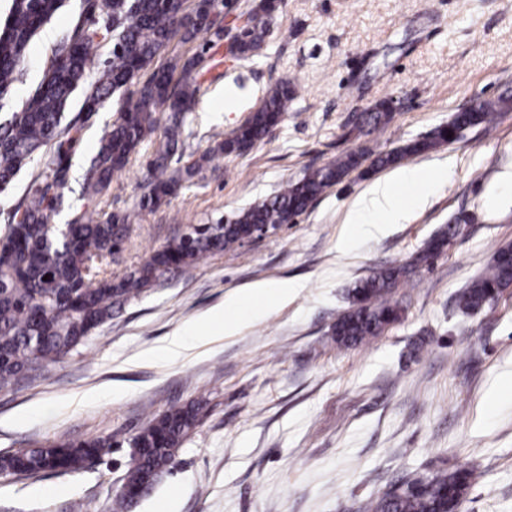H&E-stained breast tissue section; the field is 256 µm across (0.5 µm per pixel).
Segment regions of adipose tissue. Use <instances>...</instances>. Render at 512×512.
Here are the masks:
<instances>
[{"instance_id":"obj_1","label":"adipose tissue","mask_w":512,"mask_h":512,"mask_svg":"<svg viewBox=\"0 0 512 512\" xmlns=\"http://www.w3.org/2000/svg\"><path fill=\"white\" fill-rule=\"evenodd\" d=\"M429 171L412 166L396 170L390 177L373 182L352 204L345 222L353 235L376 237L385 233L388 225L407 221L412 210L424 206V187L430 184ZM293 290L292 284L261 282L242 294L231 296L226 307V332H234L244 320L262 315L271 300L284 301Z\"/></svg>"}]
</instances>
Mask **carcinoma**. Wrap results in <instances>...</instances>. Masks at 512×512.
<instances>
[{"mask_svg":"<svg viewBox=\"0 0 512 512\" xmlns=\"http://www.w3.org/2000/svg\"><path fill=\"white\" fill-rule=\"evenodd\" d=\"M64 0H9L0 20V96H8L18 80L19 66L35 37L61 8ZM186 0H84L86 23L63 32L54 48V60L21 109L0 123V190L39 156L41 171L14 207L7 231L0 237V390L13 386L43 367L59 362L86 342L130 299L140 295L174 269L189 268L211 255L233 250L252 238L260 224H287L305 212L326 189L338 184L365 161L379 169L451 142L447 135L492 123L497 114L512 110V97L500 96L457 112L446 125L403 146L369 157L362 149L349 150L332 162L304 172L302 178L279 193L242 211L227 224H197L181 237L153 251L134 271L112 278L108 258L123 245L130 225L120 214L95 213L96 199L112 188V181L129 165L142 143L158 126L156 113L169 112L164 140L146 172L145 192L138 206L152 210L177 187L191 180L211 154H240L261 143L288 112L296 87L282 80L271 88L262 104L217 147L177 170H169L172 157L183 149L184 115L196 101L199 88L186 79L196 67L191 58L181 66L185 80L174 81L173 70H157L120 105L112 127L104 131L85 171L86 198L68 224L51 219L72 208L66 195L71 157L82 139L85 124L112 97L146 70L177 34L185 41L203 31L223 30L211 18V2L198 0L188 12ZM255 22L236 39L237 55L246 58L262 45L270 0H257ZM112 44L98 78L87 81L90 51L97 40ZM83 87L79 113L63 122L71 94ZM394 117L389 102L379 101L361 113V126L388 125ZM461 215L428 243L419 257L428 262L443 253L454 237ZM409 270L390 266L358 281L350 292L351 306L332 329L336 344L356 347L400 320L401 309L392 294L407 282ZM49 279H44V276ZM512 288V248L499 249L486 272L472 281L457 298L466 312H476ZM201 406L173 408L155 416L129 440L134 449L125 471L127 491L112 500L111 512H133L138 502L168 470L185 437L200 420ZM112 437L77 443L60 441L0 457V469L26 475L39 472L74 473L91 460L112 454ZM475 483L466 468L440 470L392 484L360 512H459L464 495Z\"/></svg>","mask_w":512,"mask_h":512,"instance_id":"1","label":"carcinoma"}]
</instances>
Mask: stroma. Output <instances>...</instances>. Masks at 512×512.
<instances>
[{"label": "stroma", "instance_id": "1", "mask_svg": "<svg viewBox=\"0 0 512 512\" xmlns=\"http://www.w3.org/2000/svg\"><path fill=\"white\" fill-rule=\"evenodd\" d=\"M82 0H66L35 39L0 121L35 90ZM216 37L173 38L164 67L193 56L200 91L184 152L229 138L280 80L297 84L284 121L246 153L216 155L155 210L138 207L152 135L98 207L131 229L109 269L119 278L192 225L235 218L350 148L386 152L427 135L471 104L512 95V0H283L262 49L213 62ZM395 102L384 128L354 131L360 112ZM116 105L88 122L72 158L81 204L86 162ZM437 174L427 206L378 239L346 242L352 201L384 171H353L277 234L168 274L114 312L95 336L0 391V456L57 440L127 438L174 406L204 417L134 512H357L392 482L460 467L478 480L460 512H512V289L466 315L457 295L512 245V111L454 142L404 158ZM470 223L433 264L393 294L399 322L366 344L338 347L332 329L353 284L404 265L459 215ZM256 281L294 284L230 335L178 357L148 358ZM130 459L75 473L0 480V512H108Z\"/></svg>", "mask_w": 512, "mask_h": 512}]
</instances>
